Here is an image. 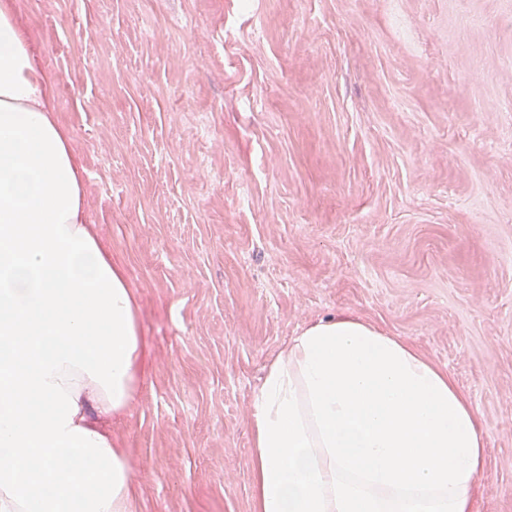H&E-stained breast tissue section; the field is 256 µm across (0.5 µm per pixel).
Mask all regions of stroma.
Masks as SVG:
<instances>
[{
    "label": "stroma",
    "instance_id": "obj_1",
    "mask_svg": "<svg viewBox=\"0 0 512 512\" xmlns=\"http://www.w3.org/2000/svg\"><path fill=\"white\" fill-rule=\"evenodd\" d=\"M139 301L136 512H256L250 417L351 316L446 371L512 512V0H22Z\"/></svg>",
    "mask_w": 512,
    "mask_h": 512
}]
</instances>
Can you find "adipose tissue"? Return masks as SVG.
<instances>
[{"label": "adipose tissue", "instance_id": "obj_1", "mask_svg": "<svg viewBox=\"0 0 512 512\" xmlns=\"http://www.w3.org/2000/svg\"><path fill=\"white\" fill-rule=\"evenodd\" d=\"M18 2L0 0V512H133L100 421L137 393L139 304ZM250 430L257 512H472L487 438L447 372L350 318L289 340Z\"/></svg>", "mask_w": 512, "mask_h": 512}]
</instances>
